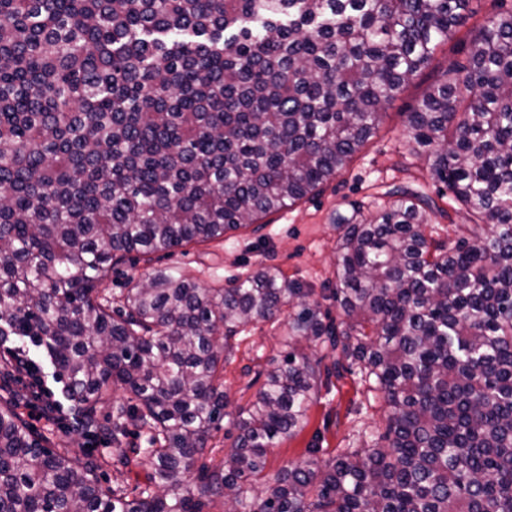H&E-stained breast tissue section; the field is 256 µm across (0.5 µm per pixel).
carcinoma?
Segmentation results:
<instances>
[{
	"instance_id": "carcinoma-1",
	"label": "carcinoma",
	"mask_w": 512,
	"mask_h": 512,
	"mask_svg": "<svg viewBox=\"0 0 512 512\" xmlns=\"http://www.w3.org/2000/svg\"><path fill=\"white\" fill-rule=\"evenodd\" d=\"M469 0H0V336L46 349L112 442L131 492L59 453L0 403V512H512V8L468 32L464 64L407 116V150L483 236L425 235L434 203L396 187L336 212L341 320L275 267L224 288L155 269L98 285L133 253L224 237L315 196L385 105L469 19ZM281 325L237 431L224 362L241 328ZM324 352L312 358L302 344ZM331 358V363L324 360ZM359 368L388 408L381 446L265 473L322 379ZM120 387L126 402L99 423ZM149 447L125 441L127 425ZM196 471L194 481L184 475Z\"/></svg>"
}]
</instances>
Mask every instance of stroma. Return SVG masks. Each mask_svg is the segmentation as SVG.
<instances>
[{
  "label": "stroma",
  "mask_w": 512,
  "mask_h": 512,
  "mask_svg": "<svg viewBox=\"0 0 512 512\" xmlns=\"http://www.w3.org/2000/svg\"><path fill=\"white\" fill-rule=\"evenodd\" d=\"M467 42V32L462 29L436 49L429 67L387 104L377 133L320 194L227 232L221 239L189 244L150 258L131 254L102 281L101 294H119L130 280L155 268H169L201 287L216 288L259 267L274 266L288 280L312 289L314 295H322L336 285L337 230L332 222L333 214L346 211L349 202L377 200L393 187L405 184L428 195L440 209L427 228L428 235L445 241L470 237L472 228L465 209L451 193L445 192L442 184L431 178L425 160L409 156L404 148L408 112L422 99L438 71L451 63L465 61ZM9 345L23 351L40 366L45 384L63 405L64 421H36L32 424L34 431L46 438L51 448L79 455L88 453L99 459L97 480L103 490H129L144 482L145 469L129 473L113 469L110 443L88 439L75 431L73 403L67 400L64 385L44 348L20 336L10 337ZM279 351L278 335L272 323L247 326L232 358L224 365L229 417L253 400L258 389L257 372L276 358ZM385 418L383 401L368 390L358 370L323 381L317 400L309 408L305 428L270 450L266 471L275 474L297 461L313 444L319 447L318 458L322 461L361 447L365 436L383 433Z\"/></svg>",
  "instance_id": "35a3bbf8"
}]
</instances>
